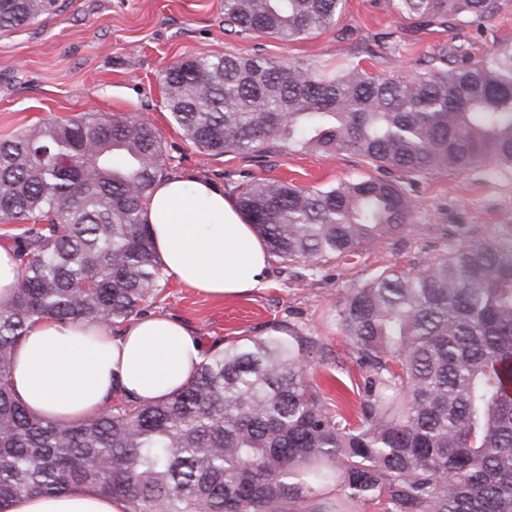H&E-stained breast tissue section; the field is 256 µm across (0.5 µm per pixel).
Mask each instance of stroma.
<instances>
[{"label":"stroma","instance_id":"35a3bbf8","mask_svg":"<svg viewBox=\"0 0 512 512\" xmlns=\"http://www.w3.org/2000/svg\"><path fill=\"white\" fill-rule=\"evenodd\" d=\"M408 26L391 0H345L332 30L292 41L225 33L223 0H63L56 14L39 23L0 32V138L51 118L136 115L157 128L173 176L210 181L232 199L239 186L254 181L307 187L368 176L372 167L351 151L211 155L170 122L160 79L183 57L224 53L332 66L350 59L396 78L420 69L445 44L464 45L475 59L512 47V0H502L480 22L418 34ZM387 31L400 41L391 52L376 54L373 38ZM412 193L419 201L413 231L366 251L355 263L332 260L313 274L304 264L274 257L265 287L224 299L171 281L147 312L180 319L208 347L269 334L278 322L322 337L325 352L314 361V373L327 398L357 408L359 368L336 328V309L347 289L391 266L421 268L462 238L512 235V173L491 165L433 172L415 179Z\"/></svg>","mask_w":512,"mask_h":512}]
</instances>
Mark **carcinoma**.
I'll return each instance as SVG.
<instances>
[{
	"label": "carcinoma",
	"instance_id": "obj_1",
	"mask_svg": "<svg viewBox=\"0 0 512 512\" xmlns=\"http://www.w3.org/2000/svg\"><path fill=\"white\" fill-rule=\"evenodd\" d=\"M343 0H224V31L300 39L336 26ZM416 33L490 17L499 0H397ZM59 0H0V31ZM442 46L399 79L354 65L263 55L188 56L163 104L216 155L354 151L414 178L485 164L512 170V50L457 66ZM170 157L143 118L54 119L0 139V223L19 287L0 299V512L23 495L84 486L129 512H292L338 487L385 512H512V241L461 239L424 267L386 268L348 289L336 323L362 374L359 409L324 397L309 366L319 336L279 324L205 352L170 396L119 399L60 424L13 395L14 351L40 317L115 326L167 277L144 203ZM237 204L284 261L331 259L412 229L398 179L242 186Z\"/></svg>",
	"mask_w": 512,
	"mask_h": 512
}]
</instances>
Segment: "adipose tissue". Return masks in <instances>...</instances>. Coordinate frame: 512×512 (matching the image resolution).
Wrapping results in <instances>:
<instances>
[{
  "label": "adipose tissue",
  "mask_w": 512,
  "mask_h": 512,
  "mask_svg": "<svg viewBox=\"0 0 512 512\" xmlns=\"http://www.w3.org/2000/svg\"><path fill=\"white\" fill-rule=\"evenodd\" d=\"M145 219L167 278L224 298L263 287L270 256L223 191L171 177L147 201ZM203 358V344L180 320L138 316L120 335L108 327L45 317L15 350L10 384L35 415L66 423L113 397L137 403L180 388ZM125 501L77 486L58 496H22L7 512H127Z\"/></svg>",
  "instance_id": "adipose-tissue-1"
}]
</instances>
